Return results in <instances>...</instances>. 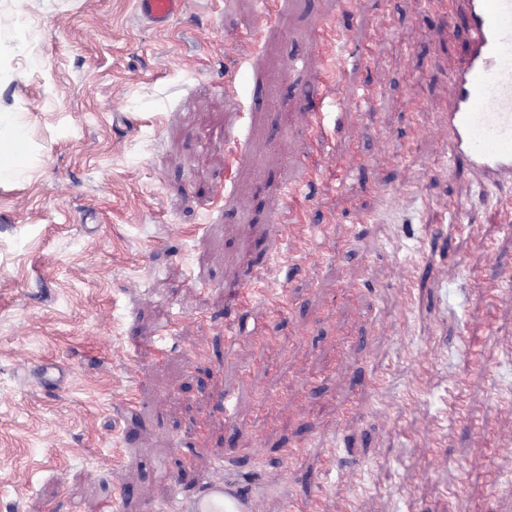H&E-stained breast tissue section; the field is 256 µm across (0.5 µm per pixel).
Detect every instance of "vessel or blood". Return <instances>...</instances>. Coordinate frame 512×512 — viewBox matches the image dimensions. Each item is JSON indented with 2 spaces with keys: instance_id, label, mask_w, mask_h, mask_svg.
Returning a JSON list of instances; mask_svg holds the SVG:
<instances>
[{
  "instance_id": "obj_1",
  "label": "vessel or blood",
  "mask_w": 512,
  "mask_h": 512,
  "mask_svg": "<svg viewBox=\"0 0 512 512\" xmlns=\"http://www.w3.org/2000/svg\"><path fill=\"white\" fill-rule=\"evenodd\" d=\"M448 31H463L469 49L448 74V126L442 145L450 160L465 161L482 180L512 183V0H441ZM185 0H139L142 16L163 28L182 13ZM354 12V0H336V17L314 24L316 48ZM292 239L311 253L303 225L273 213V243ZM168 512H254L252 498L233 481L210 484L196 496L177 499Z\"/></svg>"
}]
</instances>
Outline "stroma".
Returning <instances> with one entry per match:
<instances>
[{"instance_id":"1","label":"stroma","mask_w":512,"mask_h":512,"mask_svg":"<svg viewBox=\"0 0 512 512\" xmlns=\"http://www.w3.org/2000/svg\"><path fill=\"white\" fill-rule=\"evenodd\" d=\"M356 2L325 77L311 32L335 0H272L260 28L262 0H186L165 31L137 0H0V112L29 138L0 181V512H157L216 459L261 512H512V186L437 138L467 42H436V0ZM294 205L316 260L268 249ZM48 363L67 369L51 391Z\"/></svg>"}]
</instances>
